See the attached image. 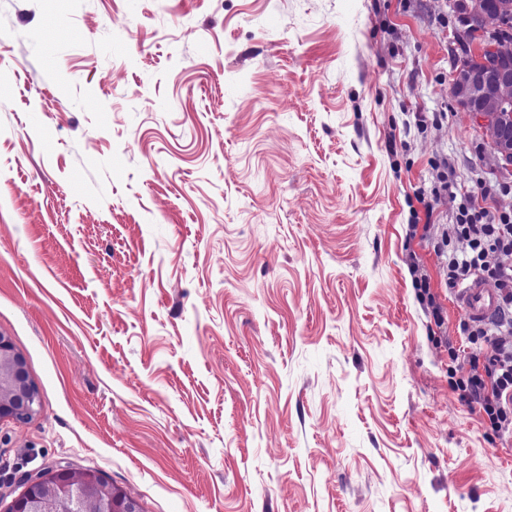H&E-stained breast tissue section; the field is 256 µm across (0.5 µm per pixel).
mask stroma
<instances>
[{"label":"stroma","mask_w":512,"mask_h":512,"mask_svg":"<svg viewBox=\"0 0 512 512\" xmlns=\"http://www.w3.org/2000/svg\"><path fill=\"white\" fill-rule=\"evenodd\" d=\"M449 27L448 0H0V333L42 398L0 420V512L58 464L143 512H512V438L450 385L442 235L485 187L512 212V172Z\"/></svg>","instance_id":"stroma-1"}]
</instances>
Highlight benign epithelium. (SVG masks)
<instances>
[{
  "label": "benign epithelium",
  "instance_id": "benign-epithelium-1",
  "mask_svg": "<svg viewBox=\"0 0 512 512\" xmlns=\"http://www.w3.org/2000/svg\"><path fill=\"white\" fill-rule=\"evenodd\" d=\"M455 40L486 35L493 14L512 12V0H453ZM450 90L460 108L489 130L490 148L500 168L512 170V59L488 44L460 58L451 74ZM42 408L29 377L25 357L11 339L0 334V419L23 422ZM22 492L8 512H142L137 499L108 483L97 472L76 474L66 466L46 467L20 479Z\"/></svg>",
  "mask_w": 512,
  "mask_h": 512
}]
</instances>
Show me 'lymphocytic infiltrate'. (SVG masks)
I'll use <instances>...</instances> for the list:
<instances>
[{
    "instance_id": "lymphocytic-infiltrate-1",
    "label": "lymphocytic infiltrate",
    "mask_w": 512,
    "mask_h": 512,
    "mask_svg": "<svg viewBox=\"0 0 512 512\" xmlns=\"http://www.w3.org/2000/svg\"><path fill=\"white\" fill-rule=\"evenodd\" d=\"M448 284L481 278L499 297L496 321L467 320L462 331L473 346L470 371L453 387L461 399L479 405L493 437L512 436V215L491 216L487 208L464 201L447 233ZM491 346L492 355L481 352Z\"/></svg>"
}]
</instances>
